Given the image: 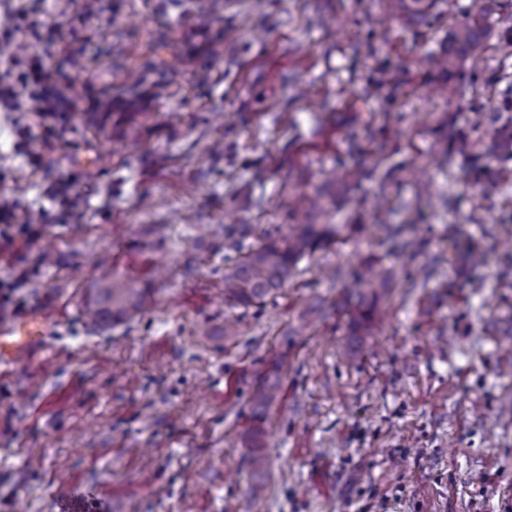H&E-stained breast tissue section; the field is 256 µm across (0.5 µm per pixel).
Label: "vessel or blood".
Wrapping results in <instances>:
<instances>
[{"label":"vessel or blood","mask_w":512,"mask_h":512,"mask_svg":"<svg viewBox=\"0 0 512 512\" xmlns=\"http://www.w3.org/2000/svg\"><path fill=\"white\" fill-rule=\"evenodd\" d=\"M52 325V320L39 310L0 321V370L11 368L23 355L42 349Z\"/></svg>","instance_id":"b4317fda"}]
</instances>
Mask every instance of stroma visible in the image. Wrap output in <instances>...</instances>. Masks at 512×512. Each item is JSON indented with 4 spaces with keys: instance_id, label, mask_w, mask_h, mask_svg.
<instances>
[{
    "instance_id": "stroma-1",
    "label": "stroma",
    "mask_w": 512,
    "mask_h": 512,
    "mask_svg": "<svg viewBox=\"0 0 512 512\" xmlns=\"http://www.w3.org/2000/svg\"><path fill=\"white\" fill-rule=\"evenodd\" d=\"M469 3L406 25L383 0H46L37 21L72 29L66 51L22 34L12 50L45 51L76 107L37 161L15 134L27 115L0 112V200L45 218L21 247L0 223V321L55 324L0 373V512H59L73 490L97 512H512V158L482 152L480 199L448 150L489 139L474 110L512 91V0L480 68H440ZM105 100L100 133L85 119ZM303 195L328 204L333 240L264 303L227 304L225 264ZM151 224L167 243L148 258L133 242ZM228 224L254 234L230 242ZM103 253L155 289L109 332L80 307ZM368 266L388 282L359 327L347 297H369ZM271 373L256 473L251 392Z\"/></svg>"
}]
</instances>
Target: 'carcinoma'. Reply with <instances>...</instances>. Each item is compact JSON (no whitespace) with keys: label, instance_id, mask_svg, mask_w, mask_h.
Segmentation results:
<instances>
[{"label":"carcinoma","instance_id":"cac0c4a2","mask_svg":"<svg viewBox=\"0 0 512 512\" xmlns=\"http://www.w3.org/2000/svg\"><path fill=\"white\" fill-rule=\"evenodd\" d=\"M433 0H389L388 7L407 21L427 13ZM496 0H472L466 19L452 31L457 45L477 65L483 55V34ZM512 112V101L503 98L489 108H479L481 122H495L500 112ZM303 223L290 225L284 236L267 237L239 260L224 267V299L228 303L250 307L258 305L286 287L297 262L313 253L333 234L321 220L326 208L317 201L301 203ZM163 224H154L135 241L144 255L153 254L164 240ZM98 274L84 288L82 312L88 322L100 330L123 323L141 311L152 298V288L119 272L108 257L99 259ZM279 383L261 380L253 389L251 400L256 415H261L275 400Z\"/></svg>","mask_w":512,"mask_h":512}]
</instances>
